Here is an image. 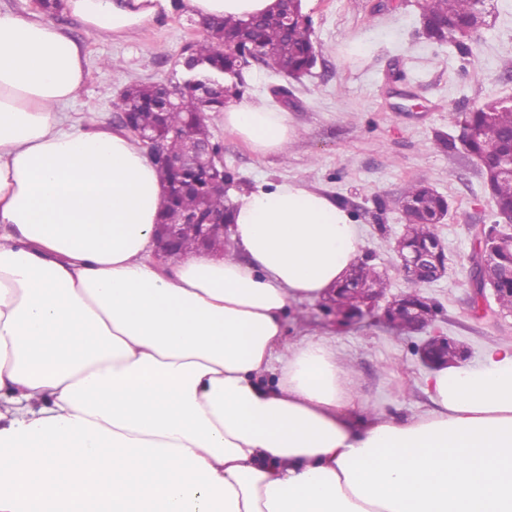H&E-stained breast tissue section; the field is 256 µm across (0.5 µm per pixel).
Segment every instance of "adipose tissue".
<instances>
[{"label":"adipose tissue","mask_w":512,"mask_h":512,"mask_svg":"<svg viewBox=\"0 0 512 512\" xmlns=\"http://www.w3.org/2000/svg\"><path fill=\"white\" fill-rule=\"evenodd\" d=\"M158 3L63 0L111 39ZM86 78L62 28L0 9V512H512V343L433 371L425 413L359 411L335 340L285 329L357 264L351 212L266 182L231 191L223 252L155 259L164 184L130 135L64 113ZM223 119L261 157L294 137L261 101Z\"/></svg>","instance_id":"1"}]
</instances>
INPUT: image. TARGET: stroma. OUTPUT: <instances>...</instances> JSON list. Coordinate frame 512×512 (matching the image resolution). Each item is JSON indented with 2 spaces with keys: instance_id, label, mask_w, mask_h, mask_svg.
<instances>
[{
  "instance_id": "35a3bbf8",
  "label": "stroma",
  "mask_w": 512,
  "mask_h": 512,
  "mask_svg": "<svg viewBox=\"0 0 512 512\" xmlns=\"http://www.w3.org/2000/svg\"><path fill=\"white\" fill-rule=\"evenodd\" d=\"M394 3L381 11L375 0H306L318 52L312 73L295 82L262 65L246 71L240 99L273 105L275 88L288 91L296 135L287 156H255L225 132L222 113H208L206 121L242 188L303 179L344 204L364 242L360 258L385 275L389 299L407 287L393 252L404 229L405 189L423 183L444 195L449 210L437 233L448 273L424 284L421 294L436 306L432 330L467 346L475 366L486 344L512 342V316L471 313L466 270L475 233L500 218L452 116L490 97H512V0H488L486 23L467 39L465 55L428 42L417 0ZM50 20L89 55L90 74L69 114L108 128L115 125L113 103L124 88L135 82L178 85L184 51L206 36L177 0H166L153 21L122 39L93 36L63 12ZM287 329L291 339L335 337L357 375L358 399L370 409L406 418L431 408L427 370L417 354L423 333L401 334L369 320L339 325L320 300L296 303Z\"/></svg>"
}]
</instances>
